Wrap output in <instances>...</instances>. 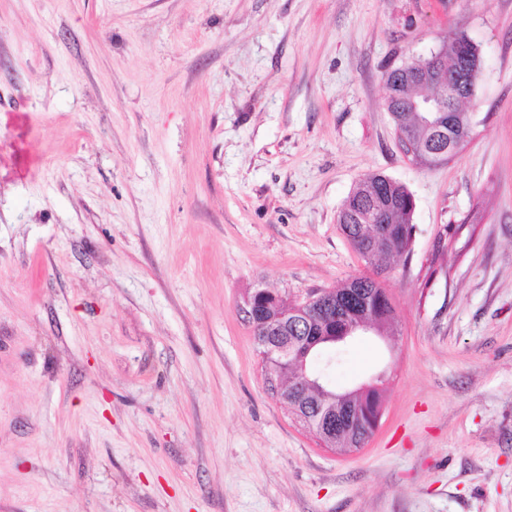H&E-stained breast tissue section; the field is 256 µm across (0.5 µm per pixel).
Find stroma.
Masks as SVG:
<instances>
[{
	"label": "stroma",
	"mask_w": 512,
	"mask_h": 512,
	"mask_svg": "<svg viewBox=\"0 0 512 512\" xmlns=\"http://www.w3.org/2000/svg\"><path fill=\"white\" fill-rule=\"evenodd\" d=\"M460 32L472 135L419 165L385 74ZM372 173L415 239L327 371L385 377L340 454L243 307L369 273ZM0 512H512V0H0ZM386 178L391 181H387ZM415 202L408 188L385 175L370 174L361 179L343 202L338 220L343 215L344 221L340 224L342 232L356 245L354 248L364 260L371 264L373 258L378 255L379 260L389 258L385 243L382 239L368 240L361 233L360 226L373 224V216H379L389 225L395 236L396 244L400 252L406 256L411 253L413 232V215ZM369 212L371 215L363 216L358 224L354 215ZM367 250V255L362 250Z\"/></svg>",
	"instance_id": "obj_1"
}]
</instances>
